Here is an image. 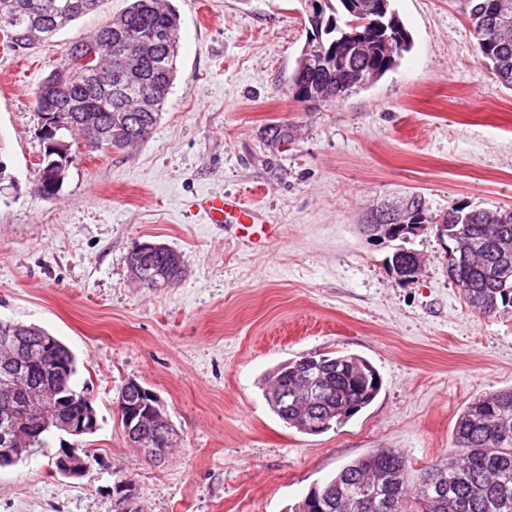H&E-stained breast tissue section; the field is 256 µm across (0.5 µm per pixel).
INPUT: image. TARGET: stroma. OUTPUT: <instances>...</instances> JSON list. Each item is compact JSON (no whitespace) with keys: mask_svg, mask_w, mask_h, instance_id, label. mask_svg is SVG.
Returning a JSON list of instances; mask_svg holds the SVG:
<instances>
[{"mask_svg":"<svg viewBox=\"0 0 512 512\" xmlns=\"http://www.w3.org/2000/svg\"><path fill=\"white\" fill-rule=\"evenodd\" d=\"M180 19L177 75L149 138L83 149L57 198L35 191L44 151L35 92L73 42L128 0H107L31 50L0 48V319L34 324L78 358L93 395L88 474L54 461L75 436L0 469V512H116L133 485L141 512H296L307 493L377 448L422 468L453 448L459 414L512 388V307L469 308L432 227L409 246L360 231L375 209L421 195L430 215L512 208V88L478 61L468 0H392L412 49L336 104L287 91L306 41L299 0H166ZM293 124L288 149L265 130ZM234 193L264 221L210 224L197 202ZM180 252L168 288H141L140 244ZM356 354L379 373L374 401L319 434L289 428L261 387L277 365ZM158 395L179 434L165 463L133 448L117 414L122 385ZM400 249L396 252L397 258L395 264V255L394 252L389 257V266L392 267L394 272L399 271V274H396L401 279L412 280V278L406 277L409 273H411L414 269L420 270L422 267V258L417 252L406 251L404 246H399ZM397 266V269H396Z\"/></svg>","mask_w":512,"mask_h":512,"instance_id":"35a3bbf8","label":"stroma"}]
</instances>
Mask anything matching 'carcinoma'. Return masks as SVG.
<instances>
[{
	"mask_svg": "<svg viewBox=\"0 0 512 512\" xmlns=\"http://www.w3.org/2000/svg\"><path fill=\"white\" fill-rule=\"evenodd\" d=\"M469 19L476 33L477 59L491 65L500 83L512 87V37L500 39L483 19L496 0H470ZM106 0H0V20L9 24L0 32L13 49L32 18L64 21V26L89 13L105 9ZM356 19L347 0H323L316 25L320 37L306 38L299 60L305 79L293 75L288 92L297 102L314 99L336 103L359 88L360 76L391 70L410 50L411 37L403 47L386 55L384 41L358 52V45L345 41L350 22ZM152 48L139 63L138 76L119 84L101 86L93 71L71 74L58 94L54 111L44 108L42 93L36 94L35 111L54 125L55 136L72 144L132 149L152 133L167 105L177 72L179 19L163 0H130L123 12L112 16L93 34L73 42L59 68H65L73 53L84 54L101 43L93 66L115 67V57L106 49L119 42ZM154 99V111L139 110L142 96ZM295 138L294 126L271 125L265 130L269 146L277 149ZM412 217L417 224H434L421 195L410 196ZM448 215L449 277L460 287L467 306L481 314L512 306V212L474 210L458 206ZM19 322L0 320V432L19 437L18 447L30 452L45 443L47 431L34 428L48 415L39 407L25 411L17 398L3 393L11 384L4 371L6 352ZM26 347L48 354L29 372L31 382L51 397L78 391L75 354L58 338L35 325L23 332ZM377 372L355 354L311 355L281 364L265 378L266 396L273 411L303 434H322L367 407L377 396ZM297 393L288 405L276 400V392ZM455 451L421 469L410 467L404 453L376 449L342 466L336 475L315 487V506L323 512H512V388L471 402L460 414L453 431Z\"/></svg>",
	"mask_w": 512,
	"mask_h": 512,
	"instance_id": "cac0c4a2",
	"label": "carcinoma"
}]
</instances>
